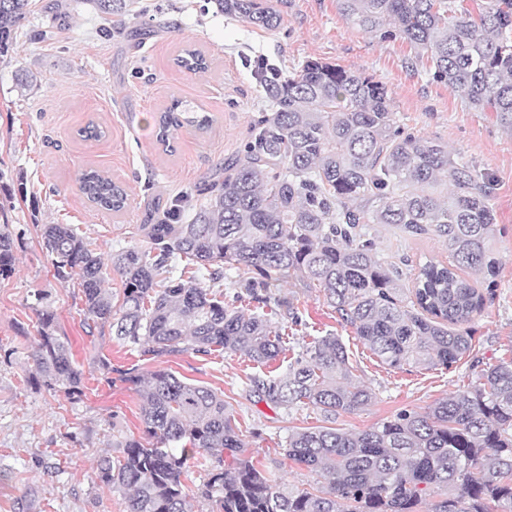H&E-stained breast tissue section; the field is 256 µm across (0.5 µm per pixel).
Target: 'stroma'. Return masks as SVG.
<instances>
[{"label":"stroma","instance_id":"35a3bbf8","mask_svg":"<svg viewBox=\"0 0 512 512\" xmlns=\"http://www.w3.org/2000/svg\"><path fill=\"white\" fill-rule=\"evenodd\" d=\"M49 2L31 0L16 42L0 56V226L11 233L16 255L14 273L0 278V512H126L124 495L96 481V464L121 456L118 441L142 437V399L131 383L105 378L98 367L103 358L142 374L164 369L222 394L247 457L277 483L314 492L319 476L282 448L290 433L323 425L322 414L311 406L284 410L255 402L250 376L281 372L286 358L313 338L340 336L358 382L374 395L363 410L336 419L337 428L357 433L402 410L427 411L476 382L479 364L512 348V129L499 113L474 108L434 81L426 68L407 70L408 43L359 30L336 0H268L282 18L274 30L219 14L210 0H137V18L114 25L108 37L84 0H58V13L49 11ZM138 27L150 36L134 37ZM187 48L205 56L206 71L177 65ZM310 59L379 80L405 132L447 144L492 177L494 268L463 273L491 295L469 325L470 355L448 369L385 366L317 289L292 279L273 287L264 309L284 339L283 358L265 367L222 351L147 360L113 340L110 330H87L79 282L55 279L40 225H75L107 263L115 253L146 246L139 225L158 223L181 196L193 205L203 201L202 189L219 164L243 151L250 126L268 112L254 77L259 64L287 75ZM175 99L213 122L204 131L178 129L165 147L156 140L155 118ZM91 121L101 137L81 136ZM89 169L126 188L121 212L83 197L79 179ZM364 231L379 258L400 265L402 287H411L418 264L451 260L435 235H411L391 224H368ZM43 306L54 310L57 333L83 374L78 393L47 388L37 374L32 353Z\"/></svg>","mask_w":512,"mask_h":512}]
</instances>
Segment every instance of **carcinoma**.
Wrapping results in <instances>:
<instances>
[{"label": "carcinoma", "mask_w": 512, "mask_h": 512, "mask_svg": "<svg viewBox=\"0 0 512 512\" xmlns=\"http://www.w3.org/2000/svg\"><path fill=\"white\" fill-rule=\"evenodd\" d=\"M88 2L104 16L134 14L135 0ZM209 2L267 30L281 23L266 0ZM337 6L360 29L409 43L405 68L427 62L434 81L474 107L500 113L512 127V0H337ZM29 13L30 0H0V55ZM177 63L206 69L194 50H184ZM256 80L271 112L251 126L243 153L224 164V180L209 184V198L190 217L177 207L158 224L140 225L147 248L112 257L120 305L103 288V263L91 243L71 224L41 225L54 277L80 279L84 324L91 331L108 327L113 338L152 359L224 350L266 364L283 352L280 334L264 314L247 313L213 290L224 270L237 269L259 305L285 277L318 288L342 324L391 368L457 363L472 346L459 326L486 305L459 271L493 266L490 180L441 142L404 132L387 88L371 76L309 60L288 77L261 70ZM210 123L176 99L158 116L157 139L166 144L184 126L204 130ZM440 183L451 186L444 196L435 189ZM80 189L109 211L127 204L124 187L94 169L82 175ZM362 224L432 233L445 239L452 262H425L413 287L403 288L401 271L377 257ZM178 257L207 277H171ZM14 266V240L0 231V277ZM38 321L34 360L44 385L80 391L82 372L67 340L56 335L55 312L38 310ZM353 370L342 339L328 334L289 358L283 374L249 382L259 402L287 410L309 405L334 421L373 399L369 388L353 383ZM117 374L141 388L148 442L117 443L122 457L101 458L95 476L128 492L127 512H188L183 477L189 461L204 453L212 465L195 495L218 502L220 512H419L438 486L448 494L431 512H512V357L487 364L476 384L424 413L401 410L358 433L319 426L289 434L284 456L323 479L316 494L272 482L244 457L222 395L167 370Z\"/></svg>", "instance_id": "obj_1"}]
</instances>
